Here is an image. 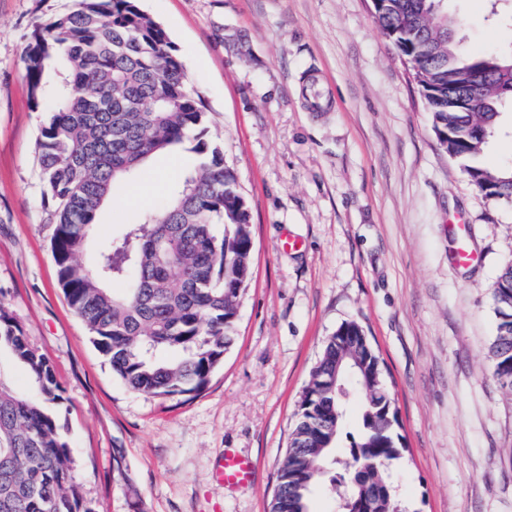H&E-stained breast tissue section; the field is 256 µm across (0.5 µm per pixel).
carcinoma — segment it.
Instances as JSON below:
<instances>
[{"label": "carcinoma", "mask_w": 512, "mask_h": 512, "mask_svg": "<svg viewBox=\"0 0 512 512\" xmlns=\"http://www.w3.org/2000/svg\"><path fill=\"white\" fill-rule=\"evenodd\" d=\"M76 10L34 26L24 53L33 110L49 113L37 139L42 195L55 224L52 253L62 290L133 392L174 397L204 387L233 342L252 274L250 212L222 146L204 140L206 112L189 89L164 27L139 0H78ZM432 0H383L376 22L418 79L438 141L489 200L512 204V165L482 154L512 104V49L463 57L458 21ZM184 149L200 156L159 211L79 257L114 187L149 161ZM124 282L117 294L109 282ZM497 320L489 348L497 386L512 393V265L490 291ZM28 370L37 395L0 374V512H94L77 480L72 448L50 406L62 403L50 360L0 307V348ZM341 370H336V363ZM351 372L364 397L361 426L337 483L340 512H408L385 473L402 458L397 413L364 330L329 336L296 412L271 512H310L336 447L345 396L323 383Z\"/></svg>", "instance_id": "obj_1"}]
</instances>
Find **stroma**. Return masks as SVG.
<instances>
[{
  "mask_svg": "<svg viewBox=\"0 0 512 512\" xmlns=\"http://www.w3.org/2000/svg\"><path fill=\"white\" fill-rule=\"evenodd\" d=\"M464 55L512 47L489 0H447ZM208 111L209 138L250 211L252 277L236 338L196 393L130 391L69 306L42 201L23 51L76 0H0V307L50 360L53 409L94 512H269L295 411L328 336L360 325L380 359L406 451L389 476L412 512H512V394L492 376L490 291L512 264V204L487 200L440 146L370 0H140ZM195 154L150 162L157 208ZM127 187L82 262L139 215ZM298 249L280 246L283 236ZM465 236L476 260L458 266ZM251 458L229 489L224 451Z\"/></svg>",
  "mask_w": 512,
  "mask_h": 512,
  "instance_id": "35a3bbf8",
  "label": "stroma"
}]
</instances>
